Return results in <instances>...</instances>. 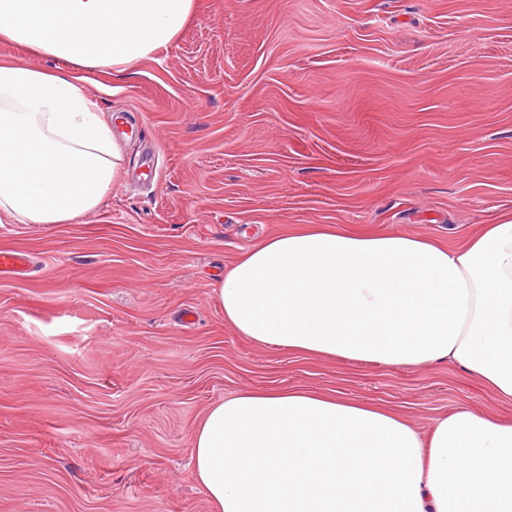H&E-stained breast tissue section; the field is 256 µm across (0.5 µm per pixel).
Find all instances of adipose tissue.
Masks as SVG:
<instances>
[{
  "instance_id": "obj_1",
  "label": "adipose tissue",
  "mask_w": 512,
  "mask_h": 512,
  "mask_svg": "<svg viewBox=\"0 0 512 512\" xmlns=\"http://www.w3.org/2000/svg\"><path fill=\"white\" fill-rule=\"evenodd\" d=\"M196 0H0V213L72 224L124 172L76 69L122 74L167 49ZM262 346L379 365L445 362L512 404V215L461 246L311 224L244 250L216 288ZM214 512H512V419L459 406L421 435L383 407L309 390L213 404L191 448ZM13 60L44 69H54L63 64L52 58L33 55L13 43L0 41V61Z\"/></svg>"
}]
</instances>
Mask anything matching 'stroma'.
I'll list each match as a JSON object with an SVG mask.
<instances>
[{
    "label": "stroma",
    "instance_id": "obj_1",
    "mask_svg": "<svg viewBox=\"0 0 512 512\" xmlns=\"http://www.w3.org/2000/svg\"><path fill=\"white\" fill-rule=\"evenodd\" d=\"M77 84L125 174L74 224L0 215V512H212L192 436L245 389L384 405L419 431L465 405L444 362L260 346L214 288L307 224L459 245L512 213V0H197L169 48ZM189 310L190 323L179 315Z\"/></svg>",
    "mask_w": 512,
    "mask_h": 512
}]
</instances>
